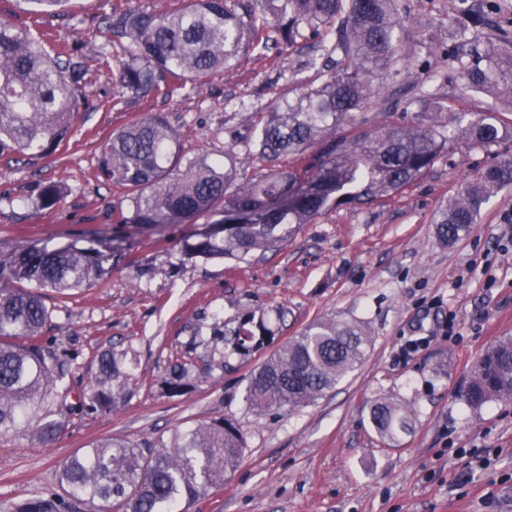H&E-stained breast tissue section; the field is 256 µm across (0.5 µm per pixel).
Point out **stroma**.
Here are the masks:
<instances>
[{"label": "stroma", "mask_w": 512, "mask_h": 512, "mask_svg": "<svg viewBox=\"0 0 512 512\" xmlns=\"http://www.w3.org/2000/svg\"><path fill=\"white\" fill-rule=\"evenodd\" d=\"M181 0H70L59 15L32 12L26 0H0V18L76 45L87 68L90 108L54 158L0 154V251L24 242L64 245L98 230L128 236L133 265L115 264L93 287L65 299L48 298L46 335L59 350L79 354L76 379L97 370L106 350L122 354L130 375L110 412L75 413L52 446L27 431L0 437V512L60 490L64 462L86 445L122 439L137 448L168 443L175 429L214 419L242 433L243 458L222 486L189 512H512V401L473 409L464 392L475 361L492 343L512 337V186L500 189L462 239L446 244L435 217L449 194L512 154V109L500 106L504 139L494 151L462 138L448 142L434 166L394 198L342 206L299 224L287 241L238 258H190L188 230L211 215L164 231L130 233L113 208L124 192L97 180V145L132 119L164 113L186 157L223 159L235 151L239 181L264 164L246 147L260 113L287 90L301 92L318 77L324 58L310 33L292 46L254 50L238 66L210 78L200 92L135 95L115 86L98 64L126 58V46L107 42L104 19L115 11L165 12ZM458 0H398L404 19L401 75L363 109L365 130L392 115L413 122L405 107L430 91L438 122L469 121L487 97L471 90L458 59L470 37L455 33ZM50 182L63 193L42 208ZM252 311L265 316L273 344L249 359L229 356L228 370L193 371V387L167 398L158 383L188 345L212 354L214 320L235 327ZM357 322L369 337L361 365L314 404L260 413L245 402L247 377L277 344L317 321ZM390 398L409 407L413 427L397 441L378 436L370 404Z\"/></svg>", "instance_id": "35a3bbf8"}]
</instances>
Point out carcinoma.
<instances>
[{"label":"carcinoma","mask_w":512,"mask_h":512,"mask_svg":"<svg viewBox=\"0 0 512 512\" xmlns=\"http://www.w3.org/2000/svg\"><path fill=\"white\" fill-rule=\"evenodd\" d=\"M463 29L477 32L489 14L485 0H461ZM307 25L321 36L332 68L317 85L280 98L254 127L249 151L269 164L286 157L288 167L271 169L257 181L236 182L234 149L224 161L205 154L186 158L165 115L150 113L118 130L100 146L99 177L121 186L126 207L118 223L160 230L204 213L216 216L213 230L184 239L190 256H243L288 238L294 224L343 205L388 198L424 175L453 131L434 117L428 124L386 125L354 139L336 136L356 127L362 109L380 94L375 80L398 73L401 21L397 0H186L166 13L131 9L106 18L110 37L128 43L129 59L112 71L133 94L161 87L193 91L213 74L235 65L250 49L267 47L275 31L291 45ZM468 67L471 88L505 92L512 99V39L474 42ZM85 70L70 49L49 53L27 28L0 21V153L45 157L68 138L73 118L86 105L80 90ZM472 146L500 143L503 130L479 113L459 129ZM512 185V158L479 172L475 181L448 196L436 219L439 238L466 236L489 194ZM62 188L43 187L40 200L53 207ZM128 254L94 235L82 246L36 241L0 260V436L31 431L52 443L63 418L112 407L125 372L112 351L98 356V374L80 391L67 377L77 352L58 351L44 336L51 312L41 293L63 299L89 288L105 264ZM272 332L263 318L247 312L232 329L215 323L211 343L244 359ZM369 338L349 322H317L291 337L248 376L246 402L261 411L293 410L333 389L364 359ZM189 369L177 363L160 383L168 398L191 387ZM465 403L477 409L512 400V338L498 341L475 362ZM380 437L396 441L410 432V412L390 401L370 406ZM245 450L243 435L229 420L215 419L177 429L168 444L134 448L108 438L79 449L63 465L65 496L27 501L18 512H177L224 484Z\"/></svg>","instance_id":"carcinoma-1"}]
</instances>
